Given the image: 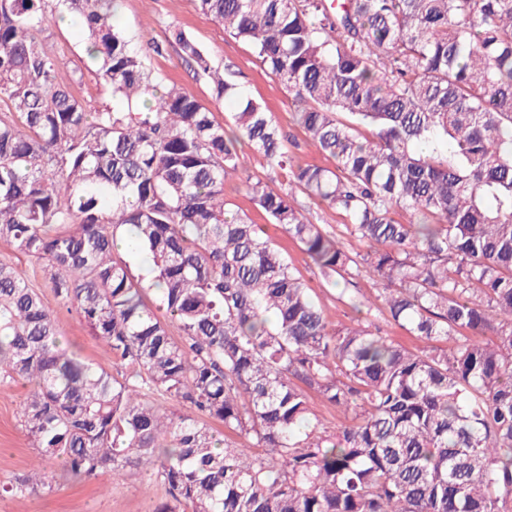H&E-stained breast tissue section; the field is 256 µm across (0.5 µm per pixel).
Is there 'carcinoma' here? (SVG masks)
<instances>
[{
    "mask_svg": "<svg viewBox=\"0 0 512 512\" xmlns=\"http://www.w3.org/2000/svg\"><path fill=\"white\" fill-rule=\"evenodd\" d=\"M116 2L0 0V240L121 367L64 347L57 311L1 261L0 382L28 386L30 447L73 478L152 468L170 496L154 512H512V0H197L251 44L331 168L297 161L185 31L166 44L234 128L153 74ZM64 13L117 107L90 112L60 82L45 41ZM244 144L287 177L245 179L268 226L224 202ZM298 192L342 227L308 220ZM271 226L326 282L368 275L375 298L352 291L350 324L327 321ZM119 235L151 283L114 256ZM307 387L352 411L336 433ZM53 489L39 466L0 480V495Z\"/></svg>",
    "mask_w": 512,
    "mask_h": 512,
    "instance_id": "obj_1",
    "label": "carcinoma"
}]
</instances>
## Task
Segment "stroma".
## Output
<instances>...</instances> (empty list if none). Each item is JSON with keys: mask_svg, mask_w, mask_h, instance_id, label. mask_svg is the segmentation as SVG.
<instances>
[{"mask_svg": "<svg viewBox=\"0 0 512 512\" xmlns=\"http://www.w3.org/2000/svg\"><path fill=\"white\" fill-rule=\"evenodd\" d=\"M117 21L139 46L146 45L151 39L164 43L169 29H184L216 65H231L234 81L246 95L267 108L276 124L291 139L290 151L300 162L324 164V157L309 145L303 131L296 125L289 95L263 69L252 47L231 37L222 26L203 15L195 0H119ZM46 46L51 52L64 57L65 66L60 79L70 86L88 111L111 106L110 91L86 58L84 32L78 23L63 25L52 22ZM146 63L155 75L176 81L206 105L218 121L228 123L230 105L215 100L208 80L194 76L186 69L177 48L166 46L163 53H148ZM273 240L310 288L328 320L347 322L349 310L340 302L338 291L326 284L318 268L297 243L279 232L274 233ZM1 261L13 264L41 289L45 302L59 314L57 330L70 351L100 368L116 372L115 361L104 344L92 336L76 312L59 305L41 278L35 260L0 241ZM26 392L22 383H0V480L23 473L39 461L18 425ZM45 470L55 478L54 492H36L21 498L0 497V512H153L155 506L168 497L165 487L157 484L148 470L138 471L118 482L113 481L108 471L82 480H66L59 477L55 465H46Z\"/></svg>", "mask_w": 512, "mask_h": 512, "instance_id": "1", "label": "stroma"}]
</instances>
